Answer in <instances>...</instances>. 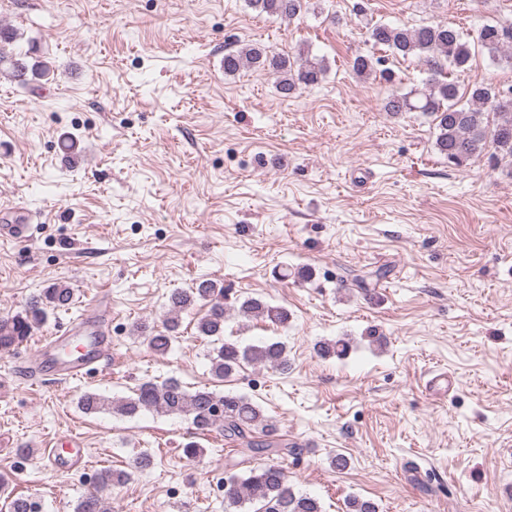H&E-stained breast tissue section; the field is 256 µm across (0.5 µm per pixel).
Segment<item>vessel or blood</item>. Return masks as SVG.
<instances>
[{
    "mask_svg": "<svg viewBox=\"0 0 512 512\" xmlns=\"http://www.w3.org/2000/svg\"><path fill=\"white\" fill-rule=\"evenodd\" d=\"M112 345L100 322V316L89 313L40 341L30 357L31 367L38 372H50L63 378H81L90 367L107 361ZM86 450L74 436L51 442L45 462L54 470L84 466Z\"/></svg>",
    "mask_w": 512,
    "mask_h": 512,
    "instance_id": "obj_1",
    "label": "vessel or blood"
}]
</instances>
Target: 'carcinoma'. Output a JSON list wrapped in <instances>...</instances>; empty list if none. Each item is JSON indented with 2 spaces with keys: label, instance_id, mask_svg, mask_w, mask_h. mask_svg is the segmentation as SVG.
<instances>
[{
  "label": "carcinoma",
  "instance_id": "carcinoma-1",
  "mask_svg": "<svg viewBox=\"0 0 512 512\" xmlns=\"http://www.w3.org/2000/svg\"><path fill=\"white\" fill-rule=\"evenodd\" d=\"M248 6L260 14L292 20L309 11L311 0H248ZM368 42L372 52L359 54L352 61L358 76L378 73L386 81L392 72L378 69L383 59L373 50L384 48L393 55L417 58L428 71L423 87L387 99L384 111L399 115L419 112L434 117L437 135L435 147L457 170L465 169L484 152L498 160L512 161V88L502 91L491 84L471 86L467 101L457 83L448 78L447 69L464 70L472 58V44H477L494 59H512V25L488 23L478 30L474 40L464 38L458 29L439 24L395 26L376 22L368 27ZM0 65H7L21 84L28 83L27 74L43 76L48 66L37 62L30 66L23 57L0 53ZM243 69L271 74L277 79L278 92L290 97L299 90L317 84L327 72L325 58L303 52L294 58L275 53L257 44H249L224 54V74L234 75ZM73 290L65 284H54L35 297L28 307L14 315L0 316V350H9L28 337L47 321L46 308L70 305ZM170 316L164 330L147 331L138 326L150 349L164 353L170 347L181 325L180 313L203 303L206 313L196 322L199 337L220 343L210 359V373L217 380L233 374L244 364L288 369V353L284 343L263 342L245 347L224 340V287L205 279L188 289H176L168 298ZM239 313L248 318L268 321L274 325L288 323V310L262 298L249 297L239 306ZM87 414L106 408L122 416L145 412L185 416L196 429L215 432L227 442L234 443L252 454L293 452V447L276 437L266 423L263 410L241 395L219 394L207 389L187 390L178 380L145 381L134 396L108 400L96 393H86L79 400ZM131 479V473L105 469L97 476V493L78 501L74 512H106L103 493ZM224 496L232 505H259L258 512H322L316 498L294 490L288 475L277 465L266 464L229 474L224 480ZM9 512H40L38 504L29 497L8 498Z\"/></svg>",
  "mask_w": 512,
  "mask_h": 512
}]
</instances>
